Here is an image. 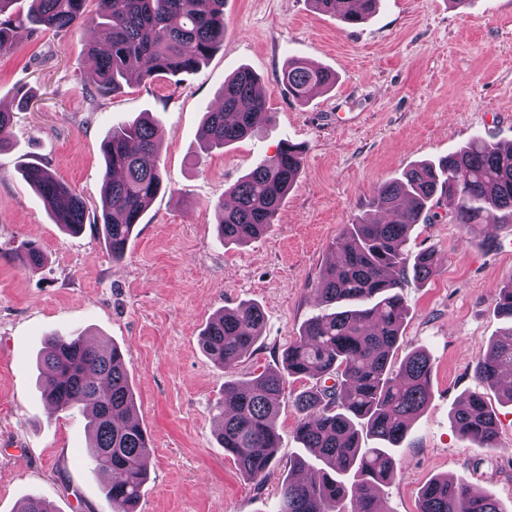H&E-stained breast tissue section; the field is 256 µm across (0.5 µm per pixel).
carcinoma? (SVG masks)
Listing matches in <instances>:
<instances>
[{
    "mask_svg": "<svg viewBox=\"0 0 512 512\" xmlns=\"http://www.w3.org/2000/svg\"><path fill=\"white\" fill-rule=\"evenodd\" d=\"M27 2L25 20L34 26L50 31L96 28L88 79L101 97L122 90L133 70L144 79L189 73L224 43V0H96L92 13L88 0ZM311 2L352 26L374 14L379 0ZM16 3L0 0L1 51L22 25L8 13ZM335 83L332 72L299 59L288 60L282 71V86L302 103ZM263 115L273 119L259 91V77L240 69L224 82L218 103L206 108L201 139L208 149L222 148L249 135ZM157 149L156 127L148 118L112 127L102 143L98 230L114 260L124 257L135 225L163 187L153 161ZM302 165V148L287 142L229 187L234 206L218 204V234L224 244L243 246L267 232ZM21 170L53 222L67 232H80L86 214L81 195L40 163L27 162ZM443 197L455 202L452 220L469 230L484 223L512 227V147L475 137L436 164L421 163L379 184L370 206L388 220L360 217L347 226L336 242L337 261L325 268L316 288L325 311L309 318L285 349L283 370L224 384V395L215 404L222 419L217 439L260 489L278 450L275 417L284 398L283 374L319 382L296 399L302 414L296 435L313 459L301 457L295 466L311 470L313 477L283 482L274 512H341L347 500L351 512H388L378 487L390 480L395 447L431 398L429 354L414 349L400 363L394 361L407 315L405 283L431 277L436 267L432 250L409 254L408 232L426 222ZM16 258L29 268L45 263L44 251L33 242L21 243ZM495 310L507 327L475 365L478 389L451 411L461 437L479 448L493 447L497 436L496 413L483 390L495 389L512 404V385L500 387L501 381L512 379V281L500 290ZM263 320L261 309L252 304L225 310L210 319L198 343L216 364L235 366L251 354ZM38 369L45 399L56 410L83 407L90 470L104 479L112 512H131L147 479L151 448L135 417L120 348L94 346L81 336H52ZM330 379L333 385H324ZM419 512L508 510L489 494L438 477L423 487Z\"/></svg>",
    "mask_w": 512,
    "mask_h": 512,
    "instance_id": "carcinoma-1",
    "label": "carcinoma"
}]
</instances>
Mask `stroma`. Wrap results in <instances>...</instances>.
Segmentation results:
<instances>
[{
	"label": "stroma",
	"mask_w": 512,
	"mask_h": 512,
	"mask_svg": "<svg viewBox=\"0 0 512 512\" xmlns=\"http://www.w3.org/2000/svg\"><path fill=\"white\" fill-rule=\"evenodd\" d=\"M224 44L199 69L131 80L97 97L88 83L84 27L23 26L0 51V103L17 109L10 151L0 153V512L31 496L55 512H111L90 472L86 419L42 398L36 359L48 337L81 335L117 345L129 369L137 417L151 443L136 512H269L302 448L295 399L311 386L287 378L276 417L279 450L264 486L241 474L217 441L214 404L225 381L282 367L283 352L320 313L315 288L348 224L369 213L375 186L438 161L476 135L512 144V0H381L364 23L344 26L312 0H224ZM331 70L333 88L300 103L280 78L289 57ZM246 67L261 79L272 121L220 149L198 138L224 81ZM149 113L161 136L164 188L142 216L124 257L113 260L95 225L112 126ZM305 147L303 170L271 228L245 246L217 234L226 191L279 143ZM36 161L82 194L86 225L54 224L19 166ZM441 199L414 225L409 252L434 250L433 276L408 281L401 352L431 357V398L396 449L381 494L389 512H418L423 487L448 477L512 505V406L487 391L498 417L494 447L463 439L450 411L475 390L474 366L504 328L495 311L512 280V228L467 232ZM24 241L47 256L37 270L13 256ZM241 304L264 315L250 357L211 361L198 336L210 318Z\"/></svg>",
	"instance_id": "1"
}]
</instances>
